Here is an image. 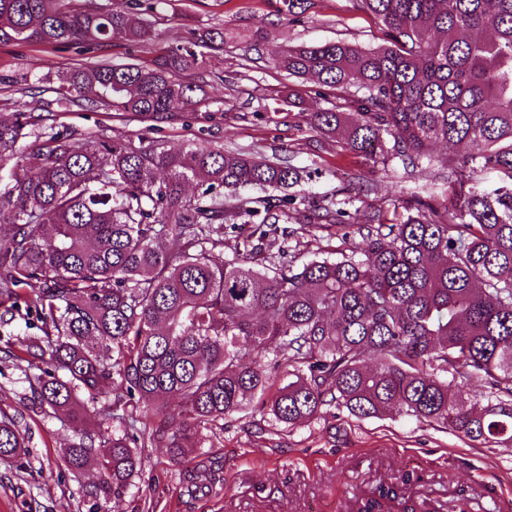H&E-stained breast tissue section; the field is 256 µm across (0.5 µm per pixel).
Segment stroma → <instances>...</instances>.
<instances>
[{
	"instance_id": "stroma-1",
	"label": "stroma",
	"mask_w": 512,
	"mask_h": 512,
	"mask_svg": "<svg viewBox=\"0 0 512 512\" xmlns=\"http://www.w3.org/2000/svg\"><path fill=\"white\" fill-rule=\"evenodd\" d=\"M145 20L151 37L135 50L144 60L194 32L223 28V51H205L201 67L187 74L203 87L199 105L161 121L105 106L61 107L60 78L86 61V52L9 45L0 46V122L23 111L79 139L161 140L172 150L193 143L288 161L302 179L285 192L293 209L276 229L224 228L225 258L245 253L251 239L271 269L348 251L335 228L299 222L297 212L307 205H337L353 224L368 213L393 222L415 195L454 207L448 178L404 177L400 161L372 165L342 135L323 134L310 118L335 96L276 67L284 48L302 43L386 44L384 27L356 0H310L296 21L282 0H160ZM36 372L0 343V415L16 419L26 445L21 455L0 459V512H358L377 486L401 474L410 482L390 512L407 504L415 512H512V447L488 448L404 414L357 419L333 406L291 427L277 422L265 401L226 416L221 427L200 429L197 448L180 460L162 448L144 449L143 471L120 500L95 496V466L75 474L61 458L72 440L66 417L31 407Z\"/></svg>"
}]
</instances>
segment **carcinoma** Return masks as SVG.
<instances>
[{"label": "carcinoma", "mask_w": 512, "mask_h": 512, "mask_svg": "<svg viewBox=\"0 0 512 512\" xmlns=\"http://www.w3.org/2000/svg\"><path fill=\"white\" fill-rule=\"evenodd\" d=\"M157 2L0 0V45L119 44L130 55L150 36L141 12ZM356 2L390 44H302L276 66L347 93L315 113L318 129L343 131L374 165L446 173L460 199L442 214L410 200L392 224L368 214L362 242L339 257L268 271L224 259V225L260 215L224 203V191L292 187L299 174L286 162L193 144L81 142L40 132L23 112L0 122V170L12 165L0 194V297L38 310L42 335L24 339L16 359L45 364L32 405L67 413L64 462L80 471L96 458L95 492L119 499L143 469L138 449L165 448L177 461L200 427L270 392L271 414L290 426L332 405L355 418L396 410L512 447V192L472 187L485 169L512 179V0ZM222 44L214 27L150 60L88 62L66 73L56 102L157 119L182 112L201 90L182 77L201 66L195 48ZM440 140L468 153L436 157ZM269 355L288 381L265 369ZM471 380L484 387L473 405L453 392ZM90 403L129 411L140 427L92 430ZM23 448L1 416L0 458Z\"/></svg>", "instance_id": "1"}]
</instances>
